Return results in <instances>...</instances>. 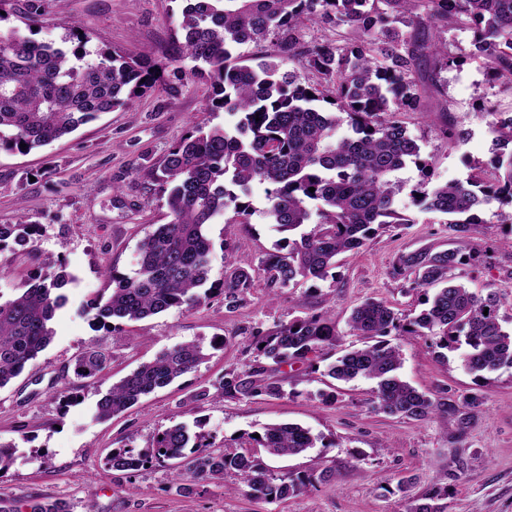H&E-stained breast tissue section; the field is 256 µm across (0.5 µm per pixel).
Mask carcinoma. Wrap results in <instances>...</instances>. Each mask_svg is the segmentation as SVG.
<instances>
[{"label": "carcinoma", "instance_id": "1", "mask_svg": "<svg viewBox=\"0 0 512 512\" xmlns=\"http://www.w3.org/2000/svg\"><path fill=\"white\" fill-rule=\"evenodd\" d=\"M172 37V61L192 63L191 71L209 82L211 112L230 121L206 128L194 125L165 155L162 172L171 220L140 243L138 268L131 275L108 270L112 291L90 302L93 324L116 332V322L140 321L171 309L201 303L208 281L212 245L206 225L230 211L237 224L251 223L253 185L264 186L265 216L281 232L306 224L309 232L277 242L258 267L245 266L224 251V306L233 311L251 294L256 278L271 297L307 281L336 279V258L360 249L386 224H409L395 208L404 190L396 173L414 164L423 173L430 163L397 119L421 106L415 75H433L458 62L448 44L429 35L459 24L473 32L469 55L483 57L495 79L512 77V0H182ZM41 4L30 3V34L0 32V150L31 151L75 131L101 112L125 108L161 84L167 68L148 56H124L107 49L89 51L82 26L56 45L35 39ZM309 22L335 31L343 26L357 36L345 43L326 37L302 40ZM277 36L272 60L242 65L238 49ZM315 81H300L295 66ZM501 151L491 167L475 162L477 174L466 182L431 184L411 190L423 209L453 217L449 230L456 246L400 254L393 275L415 288L431 289L426 308L412 318L386 302L370 298L349 318L352 334L364 345L343 351L327 365L326 375L344 382H376L377 409L408 420L449 414L461 432L483 404L478 392L427 394L402 379L399 349L387 336H429L435 347L461 351L466 368L480 376L512 367V330L503 328L499 309L512 294L492 288L478 295L454 283V272L474 261L465 249L477 210L493 201L512 205V117L493 124ZM26 148H20V144ZM315 191H309V188ZM40 226L26 220L0 224V253L28 246ZM72 281L66 266L37 271L28 288L0 301V388L32 365L53 339L50 322L66 301ZM336 323L311 314L264 330L252 328L246 349L259 357L245 368L224 370L217 395L229 400L278 399L285 395L282 367L323 362L336 349ZM207 358L204 346L188 342L159 353L112 384L97 403L96 418L121 415L141 397L171 384ZM108 362L91 345L75 364L83 379L96 377ZM196 431L176 424L154 435L144 451L115 448L107 464L116 471H139L148 464L168 465L172 486L185 497L196 486L224 479L232 471L249 497L282 501L314 486L319 477L273 474L256 456L299 455L318 437L298 424H271L249 446L235 452L212 448L205 423ZM434 490L412 500L409 512H437Z\"/></svg>", "mask_w": 512, "mask_h": 512}]
</instances>
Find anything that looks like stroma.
Here are the masks:
<instances>
[{
    "label": "stroma",
    "mask_w": 512,
    "mask_h": 512,
    "mask_svg": "<svg viewBox=\"0 0 512 512\" xmlns=\"http://www.w3.org/2000/svg\"><path fill=\"white\" fill-rule=\"evenodd\" d=\"M42 4L39 40L62 43L69 21L77 19L90 38L89 49L148 53L161 61L171 53L173 22L181 8V0ZM438 80L442 98H427L421 111L400 118L431 162L432 182L464 181L471 174L464 155L486 162L496 152L493 114L512 115V80L491 79L481 58L451 66ZM163 81L164 89L100 114L58 141L26 153L0 152V224L24 216L40 224L35 248L0 253V298H13L32 273L53 264H65L74 277L51 323L52 342L32 368L0 388V442L14 448L9 468L0 472V500L12 502L18 512L54 502L68 512H408L409 501L396 486L413 475V495L445 489L437 501L441 512H512V368L476 376L458 353L438 355L429 338L395 337L403 357L401 374L426 393L480 390L484 404L466 432H459L449 416L409 421L376 412L373 382L336 384L299 363L283 369V398L192 399L199 388L218 382L226 368L252 360L244 345L253 327L267 329L296 316L325 313L336 322L342 351L362 344L347 321L365 299L417 315L424 292L395 278L393 263L418 248H448L450 236L447 215L414 206L409 193L397 200L409 223L379 230L361 249L340 255L335 279L319 282L317 291L301 286L272 301L260 279L247 302L233 311L213 293L189 310L122 323L116 334L94 326L86 306L110 294L106 269L133 271L140 242L169 221L159 180L167 149L193 124L221 125L227 119L207 111L210 87L204 79L169 68ZM449 125L467 132L465 149L448 140L444 129ZM252 199L256 213L250 223L222 217L205 228L213 248L209 286L224 277L225 250L241 263L256 265L282 238L263 214L262 186H254ZM500 210L494 202L480 211L471 241L487 258L461 271L462 282L478 294L512 283V231L499 222ZM193 340L209 347L207 359L194 371L142 397L122 415L96 419V403L112 383L160 352ZM94 342L109 360L95 380L86 382L77 379L74 365ZM333 384L340 400L322 403L320 392ZM71 391L79 395L78 403L64 402ZM198 419L205 421L214 447L230 452L242 446L243 436L260 433L268 424L309 428L318 438L315 448L266 463L277 474L325 469L332 477L267 503L245 496L230 474L187 498L171 489L167 468L129 473L107 463L112 449L148 448L157 430L190 426Z\"/></svg>",
    "instance_id": "obj_1"
}]
</instances>
